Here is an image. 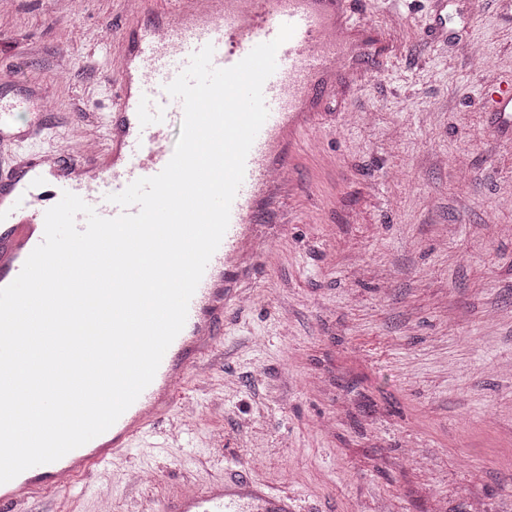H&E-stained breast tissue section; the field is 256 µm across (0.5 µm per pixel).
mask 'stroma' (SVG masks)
Masks as SVG:
<instances>
[{
    "label": "stroma",
    "instance_id": "35a3bbf8",
    "mask_svg": "<svg viewBox=\"0 0 512 512\" xmlns=\"http://www.w3.org/2000/svg\"><path fill=\"white\" fill-rule=\"evenodd\" d=\"M354 6L404 26L309 130L182 447L91 475L112 512L236 474L299 512H512V140L483 105L512 0H457L445 34L433 0ZM127 23L121 0H0V71L50 82L56 123L108 111Z\"/></svg>",
    "mask_w": 512,
    "mask_h": 512
}]
</instances>
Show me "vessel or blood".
Here are the masks:
<instances>
[{
	"label": "vessel or blood",
	"mask_w": 512,
	"mask_h": 512,
	"mask_svg": "<svg viewBox=\"0 0 512 512\" xmlns=\"http://www.w3.org/2000/svg\"><path fill=\"white\" fill-rule=\"evenodd\" d=\"M136 7L112 57L120 83L111 112L80 113L93 133L67 150L61 132L45 114L51 96L33 86L38 108L32 121L18 126L14 110L21 97L0 99V145L12 146L13 164L0 176V287L20 273L44 236L45 213L63 192L80 196L97 214H121L108 197L130 183L161 172L171 159L167 115L181 108L166 87L195 52L212 45V65L227 68L256 45L273 40L282 25L293 36L276 54L277 68L263 86L269 115L246 157L244 180L233 200L228 228L192 296L186 323L165 352L153 381L104 433L61 459L29 468L0 486V505L18 507L30 498L51 496L66 503L79 475L149 444L181 392L195 385L202 365L212 363L224 335V311L250 295L253 271L262 258L258 242L267 240V203L293 195V165L304 144L303 132L318 120L325 100L337 89L363 86L374 77L363 60L387 47L377 27L356 15L353 0H165L164 8L143 21ZM495 128L512 134V77L496 82L485 96ZM43 149L27 152V145ZM146 512H297L294 496L271 493L244 478L208 481L148 499Z\"/></svg>",
	"instance_id": "1"
}]
</instances>
